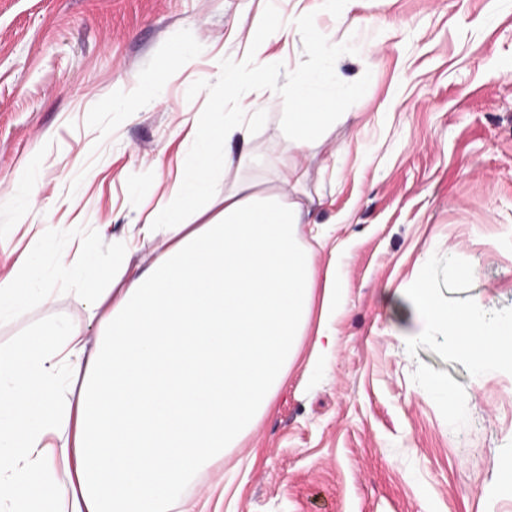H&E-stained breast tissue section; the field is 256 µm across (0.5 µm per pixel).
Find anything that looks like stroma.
<instances>
[{
  "instance_id": "obj_1",
  "label": "stroma",
  "mask_w": 512,
  "mask_h": 512,
  "mask_svg": "<svg viewBox=\"0 0 512 512\" xmlns=\"http://www.w3.org/2000/svg\"><path fill=\"white\" fill-rule=\"evenodd\" d=\"M297 0H0V261L29 225L52 291L0 322V348L38 322L85 316L56 276L70 234L135 222L173 188L224 95L217 60ZM262 56L278 83L332 77L347 121L306 158L327 200L344 282L325 367L290 369L270 407L183 489L199 512H512L491 470L512 459V366L476 375L411 306L421 268L440 301L512 315V0H359ZM151 86L149 99L135 90ZM285 100L251 146L288 150ZM335 156L336 164L324 160ZM448 399L429 396V389Z\"/></svg>"
}]
</instances>
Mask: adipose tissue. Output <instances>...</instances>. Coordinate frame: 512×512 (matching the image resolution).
<instances>
[{"instance_id":"obj_1","label":"adipose tissue","mask_w":512,"mask_h":512,"mask_svg":"<svg viewBox=\"0 0 512 512\" xmlns=\"http://www.w3.org/2000/svg\"><path fill=\"white\" fill-rule=\"evenodd\" d=\"M281 34L255 29L253 54L225 64L232 110L186 159L172 199L124 233L97 225L112 240L107 262L80 246L60 260L98 334L79 317L50 319L0 350V512H192L182 487L253 429L306 333L308 368L326 364L343 284L335 263L315 266L323 235L303 159L337 102L304 80L270 83L255 54ZM251 85L287 100L292 153L270 161V189L244 176L218 195L223 173L257 164L265 114L238 109ZM155 239V259L134 261L137 242ZM30 268L25 249L0 272V321L32 304ZM413 301L458 336L477 374L512 364V315L443 306L426 270Z\"/></svg>"}]
</instances>
